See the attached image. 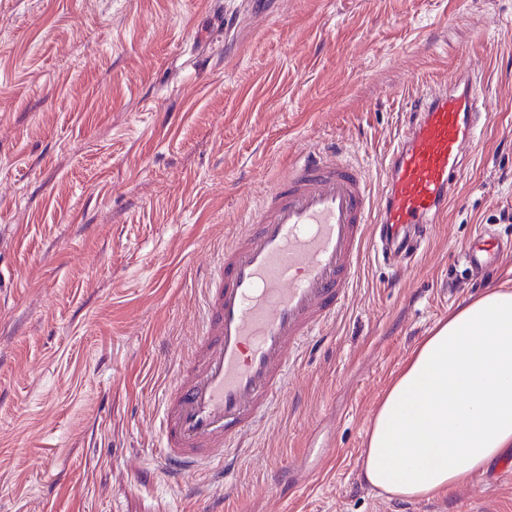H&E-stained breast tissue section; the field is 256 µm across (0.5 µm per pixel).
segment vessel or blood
Returning a JSON list of instances; mask_svg holds the SVG:
<instances>
[{"instance_id": "b4317fda", "label": "vessel or blood", "mask_w": 512, "mask_h": 512, "mask_svg": "<svg viewBox=\"0 0 512 512\" xmlns=\"http://www.w3.org/2000/svg\"><path fill=\"white\" fill-rule=\"evenodd\" d=\"M382 195L331 151L288 166L206 269L200 337L163 396L159 454L175 478L208 466L269 414L295 356L343 308L370 250L398 264L453 194L479 116L472 76L423 96Z\"/></svg>"}]
</instances>
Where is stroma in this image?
I'll use <instances>...</instances> for the list:
<instances>
[{
    "mask_svg": "<svg viewBox=\"0 0 512 512\" xmlns=\"http://www.w3.org/2000/svg\"><path fill=\"white\" fill-rule=\"evenodd\" d=\"M478 69L486 110L407 270L365 252L225 483L166 476L159 403L203 270L291 160L381 190L415 99ZM503 252L482 272L477 233ZM512 283V0H0V512H512V475L429 500L360 476L391 373Z\"/></svg>",
    "mask_w": 512,
    "mask_h": 512,
    "instance_id": "obj_1",
    "label": "stroma"
}]
</instances>
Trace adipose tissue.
Wrapping results in <instances>:
<instances>
[{
	"instance_id": "adipose-tissue-1",
	"label": "adipose tissue",
	"mask_w": 512,
	"mask_h": 512,
	"mask_svg": "<svg viewBox=\"0 0 512 512\" xmlns=\"http://www.w3.org/2000/svg\"><path fill=\"white\" fill-rule=\"evenodd\" d=\"M512 456V289L449 314L398 364L362 451L379 494L429 499Z\"/></svg>"
}]
</instances>
